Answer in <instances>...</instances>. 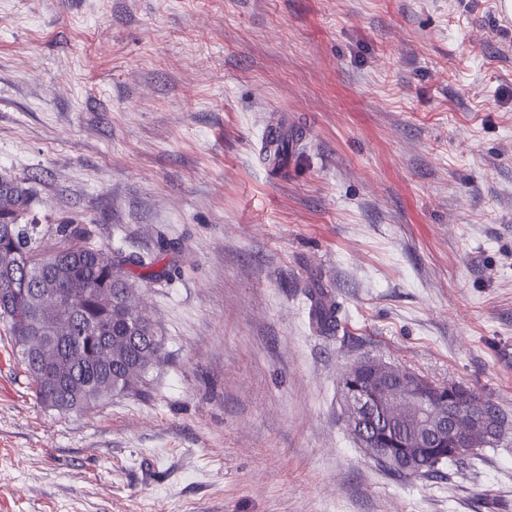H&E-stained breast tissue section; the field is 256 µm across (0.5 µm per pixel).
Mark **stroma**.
Segmentation results:
<instances>
[{
    "mask_svg": "<svg viewBox=\"0 0 512 512\" xmlns=\"http://www.w3.org/2000/svg\"><path fill=\"white\" fill-rule=\"evenodd\" d=\"M512 23L500 0H0V175L161 255L148 400L41 407L0 326V512H512ZM302 136L280 174L268 119ZM337 326L309 320L312 291ZM365 358L508 432L429 479L357 447Z\"/></svg>",
    "mask_w": 512,
    "mask_h": 512,
    "instance_id": "35a3bbf8",
    "label": "stroma"
}]
</instances>
